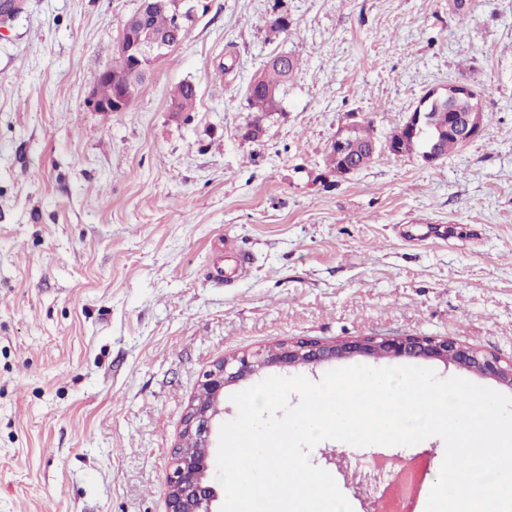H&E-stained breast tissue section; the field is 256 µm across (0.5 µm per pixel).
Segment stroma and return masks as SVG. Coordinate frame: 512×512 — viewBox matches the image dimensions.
Segmentation results:
<instances>
[{"label":"stroma","mask_w":512,"mask_h":512,"mask_svg":"<svg viewBox=\"0 0 512 512\" xmlns=\"http://www.w3.org/2000/svg\"><path fill=\"white\" fill-rule=\"evenodd\" d=\"M205 2L124 112L87 98L138 0H23L0 22V512H167L223 357L423 335L512 360V0ZM281 53L303 65L245 138L246 87ZM185 81L196 109L171 111ZM454 81L481 93L474 141L328 164L340 130L385 140ZM401 453L424 512L444 443ZM364 454L310 452L353 512L380 488Z\"/></svg>","instance_id":"stroma-1"}]
</instances>
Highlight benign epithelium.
<instances>
[{
	"instance_id": "obj_1",
	"label": "benign epithelium",
	"mask_w": 512,
	"mask_h": 512,
	"mask_svg": "<svg viewBox=\"0 0 512 512\" xmlns=\"http://www.w3.org/2000/svg\"><path fill=\"white\" fill-rule=\"evenodd\" d=\"M201 7L203 0H179L170 28L164 33H152L142 28L134 32L125 30L118 41V65L103 70L104 77L112 83L113 93L105 99L96 90H91L89 107L95 112L124 111L136 95L135 82L124 75V70L130 67L134 72L147 73L157 61L183 42L188 30L186 17L195 16ZM446 95L450 98H478L476 89L462 81L448 84ZM426 118L427 113L419 110L410 113L407 120L385 140L382 150L400 154L409 152L414 148L415 139L423 133ZM482 128V110L478 105L469 112L448 113V132L464 144L478 138ZM349 132L348 128L342 130L332 143L340 158L336 172L342 176L365 167L377 150V141L374 140L361 159H346L344 150ZM355 357L390 361L438 360L455 364L512 390V362L504 365L493 354L461 345L447 337L406 335L381 340L364 337L334 344L298 339L220 359L202 374L184 416L179 443L173 450V469L166 489L167 512H216L213 503L218 500V492L210 481L212 463L209 458L199 456L195 449L211 448L215 444L214 432L224 420V391L227 387L253 380L267 371L315 367Z\"/></svg>"
}]
</instances>
